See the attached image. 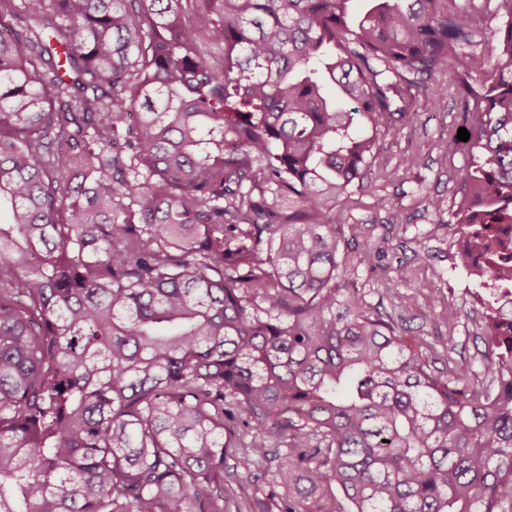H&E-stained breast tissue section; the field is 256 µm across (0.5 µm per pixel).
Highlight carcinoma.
<instances>
[{"label":"carcinoma","instance_id":"cac0c4a2","mask_svg":"<svg viewBox=\"0 0 512 512\" xmlns=\"http://www.w3.org/2000/svg\"><path fill=\"white\" fill-rule=\"evenodd\" d=\"M0 0V512H506L512 319L446 369L336 201L454 70L474 236L512 224V0Z\"/></svg>","mask_w":512,"mask_h":512}]
</instances>
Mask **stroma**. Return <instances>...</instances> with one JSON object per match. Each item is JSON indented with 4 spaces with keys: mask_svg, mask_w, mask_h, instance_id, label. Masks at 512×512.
<instances>
[{
    "mask_svg": "<svg viewBox=\"0 0 512 512\" xmlns=\"http://www.w3.org/2000/svg\"><path fill=\"white\" fill-rule=\"evenodd\" d=\"M413 121L394 124L380 133L372 171L394 169L397 179L378 181L376 194L356 193L336 207V221L354 228L360 246L377 249L381 255L374 272L363 271L359 287L370 293L371 301L396 304V313L407 333L421 336L441 346L448 336L457 341L454 354L460 366L479 364L484 345L474 327V314L462 310L456 324H448L443 313L447 297L435 299L426 308L422 292L439 287L447 276L448 210L454 202L458 171L469 157L450 147L448 141L465 124L452 70L438 72L429 82L415 107ZM416 156L417 165L404 168L403 160ZM384 197L385 209L375 205ZM403 214V223L393 221ZM426 248L428 258L418 261V248Z\"/></svg>",
    "mask_w": 512,
    "mask_h": 512,
    "instance_id": "obj_1",
    "label": "stroma"
}]
</instances>
